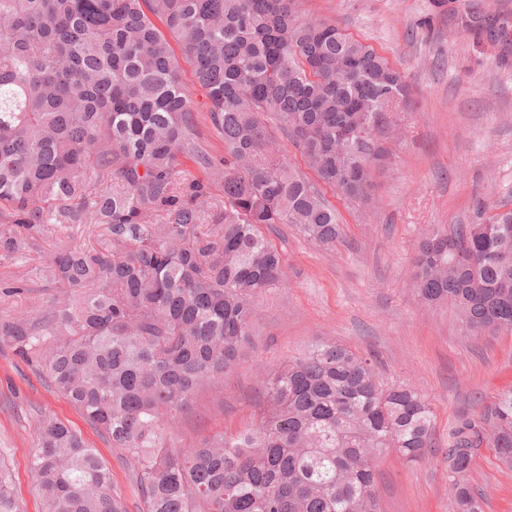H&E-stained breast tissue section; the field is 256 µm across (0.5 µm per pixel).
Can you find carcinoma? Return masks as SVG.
I'll use <instances>...</instances> for the list:
<instances>
[{"label": "carcinoma", "instance_id": "obj_1", "mask_svg": "<svg viewBox=\"0 0 512 512\" xmlns=\"http://www.w3.org/2000/svg\"><path fill=\"white\" fill-rule=\"evenodd\" d=\"M487 28L512 38L497 17ZM178 54L224 141L218 162ZM399 100L412 106L399 69L297 0H0V261L53 225L103 229L95 244L58 242L39 270L56 301L0 319V344L135 458L144 512H380L376 459L426 460L429 402L329 342L268 376L250 426L167 442L193 398L238 366L256 299L283 282L263 229L291 224L323 248L341 236L339 212L275 132L320 182L365 202L402 132ZM188 153L207 180L185 178ZM214 187L224 201L206 209ZM412 286L474 334L512 332V210L425 229ZM35 441L44 512H125L78 431L41 415ZM483 447L512 468V390L449 435L452 512H483L469 478ZM12 485L0 459V512H19Z\"/></svg>", "mask_w": 512, "mask_h": 512}]
</instances>
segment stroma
I'll use <instances>...</instances> for the list:
<instances>
[{
  "label": "stroma",
  "instance_id": "stroma-1",
  "mask_svg": "<svg viewBox=\"0 0 512 512\" xmlns=\"http://www.w3.org/2000/svg\"><path fill=\"white\" fill-rule=\"evenodd\" d=\"M299 9L372 44L404 72L414 106L403 112L394 165L377 176L371 202L323 187L343 221L336 246H316L289 224L268 231L284 259V281L257 299L255 348L193 399L168 441L191 448L214 432L243 429L264 396V373L315 341L335 342L371 358L384 381L413 385L434 413L427 463L409 466L392 453L381 459V512H452L448 435L512 389V333L472 335L454 310L422 303L410 279L424 225L476 222L481 200L493 210L512 208V43L491 41L484 28L492 15L512 20V0H299ZM100 235L92 226L57 229L25 256L0 261V316L42 315L57 290L36 268L58 240L82 245ZM42 414L78 430L111 468L127 512H143L122 451L2 345L0 455L10 464L20 512H41L29 464ZM470 479L485 512H512V471L492 449L480 450Z\"/></svg>",
  "mask_w": 512,
  "mask_h": 512
}]
</instances>
